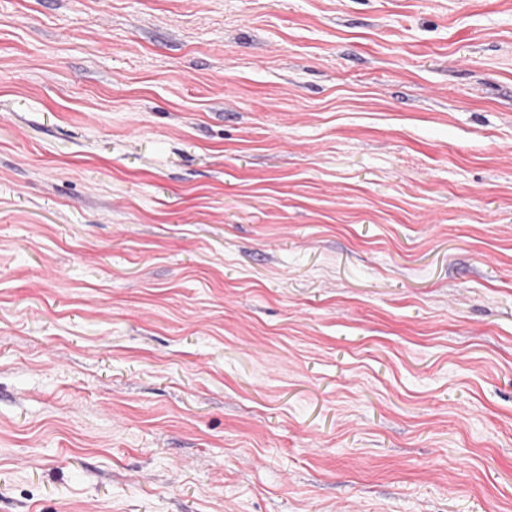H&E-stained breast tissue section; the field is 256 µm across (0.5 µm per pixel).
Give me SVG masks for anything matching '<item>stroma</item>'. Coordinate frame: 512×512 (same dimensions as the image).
<instances>
[{"instance_id":"obj_1","label":"stroma","mask_w":512,"mask_h":512,"mask_svg":"<svg viewBox=\"0 0 512 512\" xmlns=\"http://www.w3.org/2000/svg\"><path fill=\"white\" fill-rule=\"evenodd\" d=\"M0 512H512V0H0Z\"/></svg>"}]
</instances>
